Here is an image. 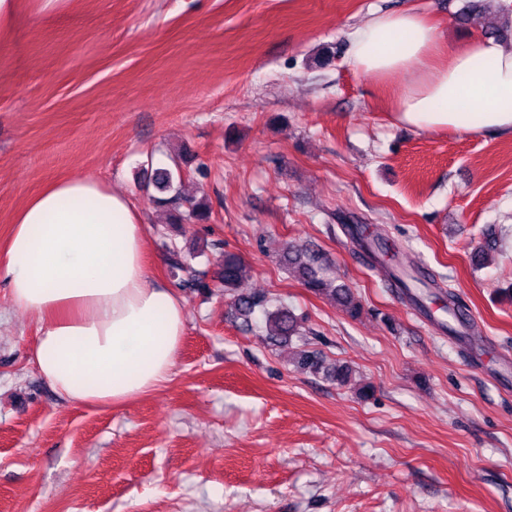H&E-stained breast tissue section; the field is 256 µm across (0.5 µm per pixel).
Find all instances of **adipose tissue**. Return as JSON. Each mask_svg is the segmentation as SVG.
Returning a JSON list of instances; mask_svg holds the SVG:
<instances>
[{
	"instance_id": "ef3b65f1",
	"label": "adipose tissue",
	"mask_w": 512,
	"mask_h": 512,
	"mask_svg": "<svg viewBox=\"0 0 512 512\" xmlns=\"http://www.w3.org/2000/svg\"><path fill=\"white\" fill-rule=\"evenodd\" d=\"M361 74H406L396 122L424 131L512 132V41L444 47L412 10L372 15L350 34ZM142 218L91 177L53 182L16 211L5 262L13 306L43 320L41 376L78 405H121L166 385L185 332L183 300L145 263Z\"/></svg>"
}]
</instances>
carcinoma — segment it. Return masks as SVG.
Wrapping results in <instances>:
<instances>
[{"instance_id": "1", "label": "carcinoma", "mask_w": 512, "mask_h": 512, "mask_svg": "<svg viewBox=\"0 0 512 512\" xmlns=\"http://www.w3.org/2000/svg\"><path fill=\"white\" fill-rule=\"evenodd\" d=\"M154 185L158 191L170 194V197L160 198L158 202L180 207L181 194L176 189L175 177L171 170L166 168L156 170ZM208 218V207L202 202L192 201L188 212L178 214L177 221L180 224L202 223ZM281 262L294 270L308 290L329 297L352 318L361 314L362 305L352 289L343 285H333L328 268L318 252L310 249H295L286 252L282 256ZM168 268L174 284L178 288L196 290L209 287V283L205 281L206 273L196 270L187 256L178 249L169 250ZM247 274L248 265L243 260L235 255L226 254L223 268L217 273V279L220 286L228 292L235 290ZM387 279L390 285L402 289L412 301L419 305L423 304L430 289L439 287L434 276L415 268L410 261L401 263L387 272ZM446 296L447 300L444 302L443 309L452 321V325L448 326V329H453V325L457 324L467 332L472 331L473 324L470 316L457 294L450 290L446 292ZM234 301L242 315L246 317L250 316L257 308L264 310L269 339L285 342L293 336L301 335V320L290 309L278 307L269 310L266 308V300L256 295L238 294L234 296ZM294 363L301 370H309L314 373L322 371L341 386L351 381L352 369L350 366L340 364L336 367H329L325 365L323 357L314 351L306 349L297 351Z\"/></svg>"}]
</instances>
